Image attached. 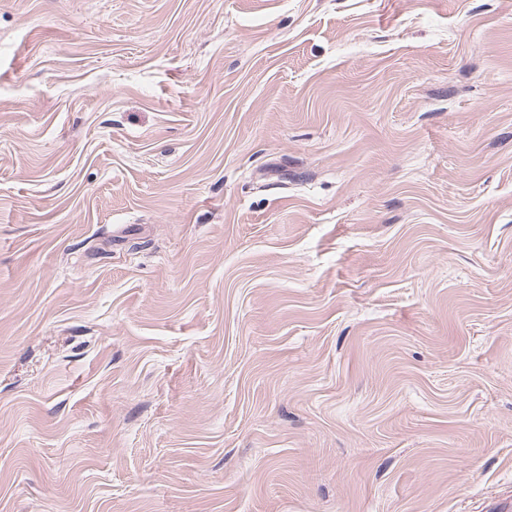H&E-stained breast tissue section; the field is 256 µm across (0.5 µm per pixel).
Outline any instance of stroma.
I'll return each instance as SVG.
<instances>
[{
    "label": "stroma",
    "instance_id": "obj_1",
    "mask_svg": "<svg viewBox=\"0 0 512 512\" xmlns=\"http://www.w3.org/2000/svg\"><path fill=\"white\" fill-rule=\"evenodd\" d=\"M512 501V0H0V512Z\"/></svg>",
    "mask_w": 512,
    "mask_h": 512
}]
</instances>
